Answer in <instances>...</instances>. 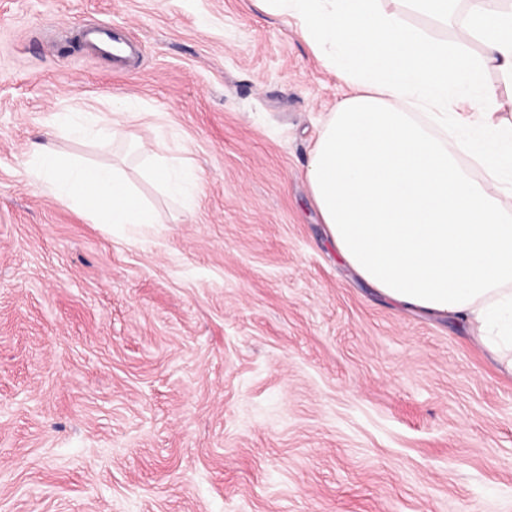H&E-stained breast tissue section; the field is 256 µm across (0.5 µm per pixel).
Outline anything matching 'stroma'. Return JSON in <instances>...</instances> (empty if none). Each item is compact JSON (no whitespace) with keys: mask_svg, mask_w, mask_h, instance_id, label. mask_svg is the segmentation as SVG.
Instances as JSON below:
<instances>
[{"mask_svg":"<svg viewBox=\"0 0 512 512\" xmlns=\"http://www.w3.org/2000/svg\"><path fill=\"white\" fill-rule=\"evenodd\" d=\"M109 25L124 61L77 38ZM348 88L260 0H0V512H512V376L344 266L306 171ZM196 169L193 209L111 112ZM123 157L161 221L32 184ZM112 119L105 121L92 112H61L57 114V126L69 132L92 139H108L110 141L125 137L122 121L134 117L138 112H128L127 109L113 108Z\"/></svg>","mask_w":512,"mask_h":512,"instance_id":"35a3bbf8","label":"stroma"}]
</instances>
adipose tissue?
Here are the masks:
<instances>
[{
    "label": "adipose tissue",
    "mask_w": 512,
    "mask_h": 512,
    "mask_svg": "<svg viewBox=\"0 0 512 512\" xmlns=\"http://www.w3.org/2000/svg\"><path fill=\"white\" fill-rule=\"evenodd\" d=\"M293 17L323 64L348 87L323 126L307 179L332 244L397 308L468 313L478 344L512 372V0H262ZM424 16L439 37L412 22ZM496 73L498 86L486 82ZM111 120L61 112L58 128L92 139L124 135ZM150 180L191 208L193 168L144 143ZM26 176L100 224L158 221L121 162H88L34 144Z\"/></svg>",
    "instance_id": "1"
}]
</instances>
